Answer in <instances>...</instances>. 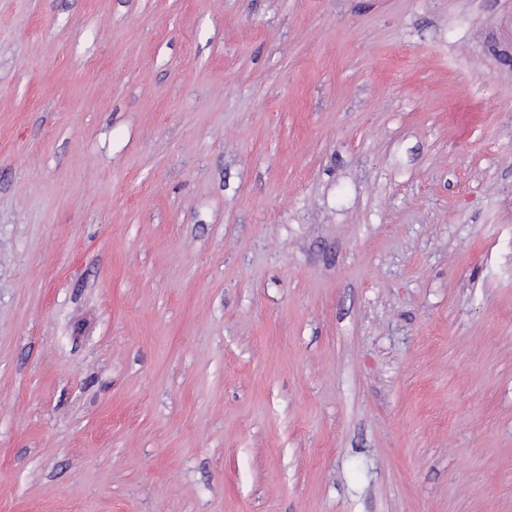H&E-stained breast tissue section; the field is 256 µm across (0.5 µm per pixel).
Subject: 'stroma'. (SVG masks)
<instances>
[{"label":"stroma","mask_w":512,"mask_h":512,"mask_svg":"<svg viewBox=\"0 0 512 512\" xmlns=\"http://www.w3.org/2000/svg\"><path fill=\"white\" fill-rule=\"evenodd\" d=\"M0 512H512V0H0Z\"/></svg>","instance_id":"35a3bbf8"}]
</instances>
